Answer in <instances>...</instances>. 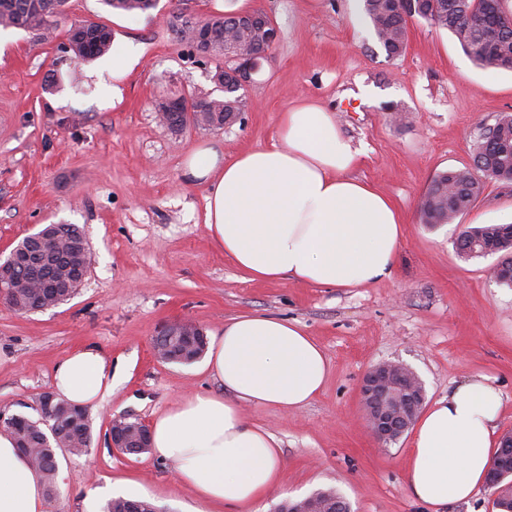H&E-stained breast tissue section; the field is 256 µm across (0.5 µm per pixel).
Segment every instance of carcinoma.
<instances>
[{
    "label": "carcinoma",
    "mask_w": 512,
    "mask_h": 512,
    "mask_svg": "<svg viewBox=\"0 0 512 512\" xmlns=\"http://www.w3.org/2000/svg\"><path fill=\"white\" fill-rule=\"evenodd\" d=\"M107 6L117 11L138 14L154 8L153 0H105ZM68 0H0V26H22L41 35L57 28L66 12ZM364 16L373 27L375 35L387 56L400 57L407 47L408 17L402 15L393 0H362ZM512 16V0H424L416 16L439 30H446L458 41L463 51L480 67L512 71V28H507L501 18ZM207 25L219 36L236 28L233 15H214L206 18ZM68 49L80 61H93L112 49V30L105 24L84 21L80 26L70 25L67 30ZM193 120L207 126H222L232 121L240 111V101L211 98L192 103ZM512 181V153L497 146H486L479 141L474 165L471 168L446 170L431 182L421 198L419 212L425 224H447L456 213L469 208L481 193L484 180ZM499 225L466 226L455 243L457 254L470 250L473 237L482 235L491 239L498 233ZM51 238L71 242L83 237L75 224H49L44 228ZM88 256L72 252L63 253V265L68 273L80 275ZM4 301L16 311L30 313L41 307L40 297L34 293H9ZM161 346L174 353L172 363L189 364L204 353L202 334L172 336ZM68 422L65 407L55 413L39 415L30 424L3 423L10 432L17 448L42 473L47 493L55 492V475L58 467L56 449L59 445L49 439L44 423L54 430V423ZM77 444L74 455L87 454L92 445V425L88 414L74 426ZM139 503L141 512H153L154 505L147 500L117 497L109 501L105 512H130V505Z\"/></svg>",
    "instance_id": "cac0c4a2"
}]
</instances>
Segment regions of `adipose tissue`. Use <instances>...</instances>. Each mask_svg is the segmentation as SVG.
Listing matches in <instances>:
<instances>
[{"label": "adipose tissue", "instance_id": "adipose-tissue-1", "mask_svg": "<svg viewBox=\"0 0 512 512\" xmlns=\"http://www.w3.org/2000/svg\"><path fill=\"white\" fill-rule=\"evenodd\" d=\"M357 156L333 112L304 100L283 113L272 146L227 159L201 145L186 157L184 175L207 186V230L243 279L356 288L391 273L405 224L389 197L351 177ZM203 367L223 393H197L157 414L151 446L174 464L179 485L215 512H261V502L283 489L281 451L245 409L306 406L326 384V356L298 323L250 312L212 335ZM116 385L111 362L93 347L64 357L52 380L59 398L84 407ZM501 405L499 391L478 377L426 409L407 454L415 500L442 506L485 483ZM0 512H45L42 476L5 430Z\"/></svg>", "mask_w": 512, "mask_h": 512}]
</instances>
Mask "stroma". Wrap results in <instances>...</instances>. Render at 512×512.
Returning <instances> with one entry per match:
<instances>
[{"label": "stroma", "instance_id": "stroma-1", "mask_svg": "<svg viewBox=\"0 0 512 512\" xmlns=\"http://www.w3.org/2000/svg\"><path fill=\"white\" fill-rule=\"evenodd\" d=\"M178 0L129 15L101 0H68L70 21L109 26L129 56L84 63L66 51L65 27L47 37L0 31V258L45 224H74L91 248V273L67 302L21 314L0 301V411L37 415L55 365L93 346L119 370L112 395L89 408L90 455H58L63 488L47 512H81L91 490L145 499L158 512H200L172 463L109 445L113 418L150 424L197 393L222 392L204 371L159 360L152 339L187 319L204 333L243 312L299 321L323 349L329 375L300 411L250 407L249 422L274 434L290 499L333 489L351 512H496L491 488L469 500L427 507L410 494V436L384 445L363 418L359 382L382 362L422 379L427 402L481 376L498 389L497 435L512 432V286L488 273L493 257L460 259L462 227L512 211V182L486 180L472 207L451 223H422L420 199L444 170L472 166L483 126L512 114V71L476 65L447 31L408 26L405 53L388 57L351 0H253L279 30L251 74L236 120L223 127L161 125L167 95L216 93L222 58L201 59L171 30ZM316 99L335 112L359 152L353 177L389 196L405 216L389 278L326 288L291 278L244 280L210 238L207 188L185 179L183 162L201 144L224 153L271 146L293 103Z\"/></svg>", "mask_w": 512, "mask_h": 512}]
</instances>
